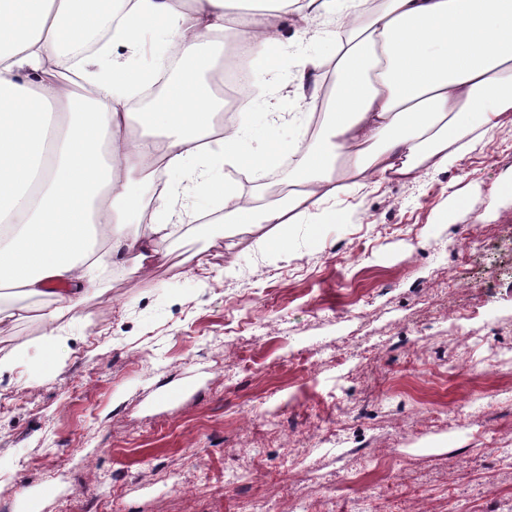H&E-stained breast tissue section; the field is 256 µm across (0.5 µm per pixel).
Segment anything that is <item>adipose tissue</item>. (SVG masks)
<instances>
[{
    "label": "adipose tissue",
    "instance_id": "obj_1",
    "mask_svg": "<svg viewBox=\"0 0 512 512\" xmlns=\"http://www.w3.org/2000/svg\"><path fill=\"white\" fill-rule=\"evenodd\" d=\"M0 0V288L55 294L42 315L41 352L61 343L101 271L159 253L174 224L196 219L199 194L224 198V224L283 228L344 223L336 199L354 177L419 181L454 167L471 134L512 119V0ZM296 6L295 42L334 45L335 87L323 100L325 61L300 51L285 92H266ZM323 21L320 30L311 21ZM242 56L256 81L242 120L220 124L224 66ZM152 107L135 100L158 75ZM263 102L270 130L294 135L253 144L248 114ZM314 143L302 130L318 107ZM291 158L288 190L264 202L221 189L233 167L260 177ZM166 181H159V174ZM155 185L153 197L140 188Z\"/></svg>",
    "mask_w": 512,
    "mask_h": 512
}]
</instances>
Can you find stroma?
<instances>
[{
	"label": "stroma",
	"mask_w": 512,
	"mask_h": 512,
	"mask_svg": "<svg viewBox=\"0 0 512 512\" xmlns=\"http://www.w3.org/2000/svg\"><path fill=\"white\" fill-rule=\"evenodd\" d=\"M512 123L393 178L285 260L182 224L37 353L0 324V512H512ZM356 448L340 447L337 435Z\"/></svg>",
	"instance_id": "1"
}]
</instances>
